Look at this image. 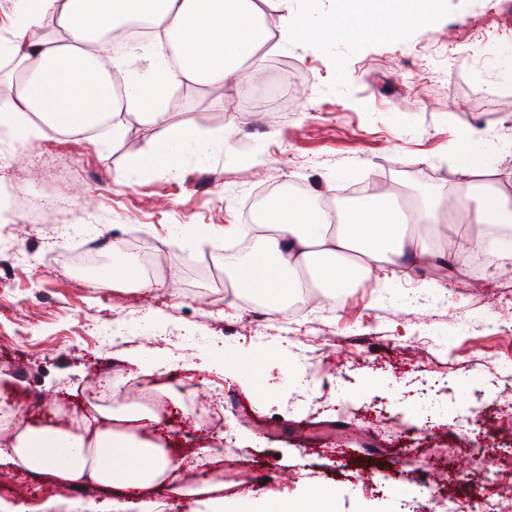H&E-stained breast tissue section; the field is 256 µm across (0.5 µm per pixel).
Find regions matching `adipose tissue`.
I'll use <instances>...</instances> for the list:
<instances>
[{"instance_id":"obj_1","label":"adipose tissue","mask_w":512,"mask_h":512,"mask_svg":"<svg viewBox=\"0 0 512 512\" xmlns=\"http://www.w3.org/2000/svg\"><path fill=\"white\" fill-rule=\"evenodd\" d=\"M278 0V20L267 19L257 0H16L17 34L0 42V54L17 58L22 70L14 95L0 103V132L24 144L46 131L88 130L102 117L112 120L113 137L127 131L120 115L128 109L142 123L162 127L154 148L137 159L140 170L179 166L186 154L222 148L238 128L230 116L224 129L207 137L168 124L165 103L181 86L224 87L261 74L257 57L273 37L302 40L323 48L343 35L406 26L443 11V0H336L333 15L320 19ZM54 19L60 33L39 31ZM146 19L160 41L131 44L129 54L148 51L153 72L144 84L126 83L117 100L106 79L118 65L106 31L133 19ZM181 63L170 66L168 51ZM456 181L448 192L416 204L403 218L387 192H370L330 205L304 190L282 192L265 205V228L251 249L224 258V275L242 290L266 300L271 314L297 296L318 293L339 299L346 289L378 279L382 268L420 269L454 265L469 250L512 260V139L501 141L471 130L451 143ZM489 224L496 236H457L434 248L422 234L429 224ZM115 412L98 410L68 430L23 425L13 434L8 459L31 473H46L61 485L141 489L179 468L181 458L146 441L137 429L152 413H128L132 428L116 429ZM67 448L69 460L54 451Z\"/></svg>"}]
</instances>
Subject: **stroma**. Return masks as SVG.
I'll return each mask as SVG.
<instances>
[{"label":"stroma","instance_id":"obj_1","mask_svg":"<svg viewBox=\"0 0 512 512\" xmlns=\"http://www.w3.org/2000/svg\"><path fill=\"white\" fill-rule=\"evenodd\" d=\"M494 13H487V6ZM293 84L278 101L247 102L239 87H180L167 122L198 133L241 124L223 149L171 171L140 172L160 127L124 117L109 147L86 133H48L23 145L0 137L12 164L0 197L17 213L0 222V404L33 425L65 427L90 414L104 371L112 408L136 405L140 383L169 396L152 437L191 452L222 479L215 498L255 493L261 512L322 490L331 512H484L512 485V269L393 268L336 303L287 321L225 296L213 274L248 227L259 187L285 183L327 199L351 186L425 199L455 179L451 132L512 136V0H444L443 13L405 37L364 34L314 50L282 45ZM104 247L92 273L81 238ZM146 244L152 290L113 300L103 288L112 246ZM52 257L44 265V257ZM258 357L253 384L224 376ZM195 400L223 393L208 428ZM231 441H224V433ZM376 462L385 484L362 479ZM50 476L0 462V512H68Z\"/></svg>","mask_w":512,"mask_h":512}]
</instances>
